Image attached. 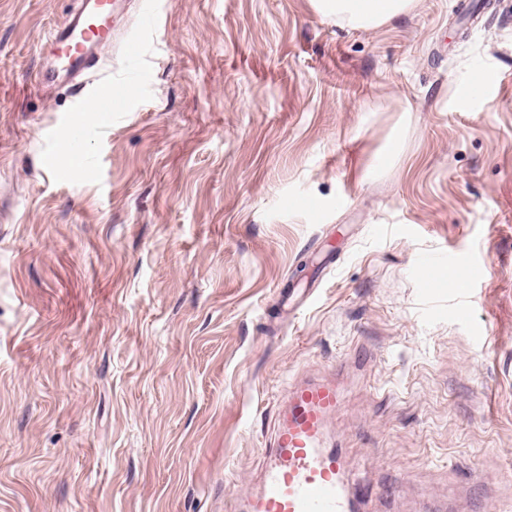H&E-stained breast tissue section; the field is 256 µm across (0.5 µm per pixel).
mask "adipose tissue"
<instances>
[{"instance_id":"obj_1","label":"adipose tissue","mask_w":512,"mask_h":512,"mask_svg":"<svg viewBox=\"0 0 512 512\" xmlns=\"http://www.w3.org/2000/svg\"><path fill=\"white\" fill-rule=\"evenodd\" d=\"M416 0H313L317 13L332 19L338 27L353 30L378 28L406 14Z\"/></svg>"}]
</instances>
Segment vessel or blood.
<instances>
[{
	"label": "vessel or blood",
	"instance_id": "obj_1",
	"mask_svg": "<svg viewBox=\"0 0 512 512\" xmlns=\"http://www.w3.org/2000/svg\"><path fill=\"white\" fill-rule=\"evenodd\" d=\"M119 0H72L64 22L47 41L48 62L37 73L43 85L66 84L112 109L108 51L120 47L130 62L128 77L146 78L149 45L142 34L116 44L114 15ZM342 403L339 384L304 380L294 384L273 444L265 452L259 489L242 498L239 512H360L366 492L352 484L341 451L326 430Z\"/></svg>",
	"mask_w": 512,
	"mask_h": 512
}]
</instances>
